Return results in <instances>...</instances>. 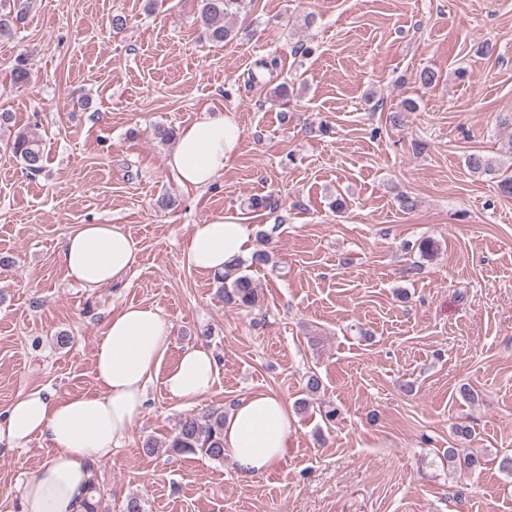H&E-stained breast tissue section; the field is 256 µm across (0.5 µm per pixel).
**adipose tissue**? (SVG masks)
<instances>
[{
	"mask_svg": "<svg viewBox=\"0 0 512 512\" xmlns=\"http://www.w3.org/2000/svg\"><path fill=\"white\" fill-rule=\"evenodd\" d=\"M241 148V128L230 114L203 113L181 128L168 160L183 185L214 184ZM253 249L250 230L232 215L194 225L187 258L196 269L217 273ZM69 278L95 290L123 278L137 263L135 245L120 224H82L62 245ZM170 329L153 307L129 305L107 321L94 352L97 388L67 397L40 390L17 397L0 415V443L22 449L35 438L52 452L21 487V512H80L94 461L108 460L142 414L153 378L163 380L169 399L193 404L210 392L217 373L212 352L186 348L176 364L162 370ZM291 412L278 394L241 397L224 421V448L239 475H262L283 458Z\"/></svg>",
	"mask_w": 512,
	"mask_h": 512,
	"instance_id": "ef3b65f1",
	"label": "adipose tissue"
}]
</instances>
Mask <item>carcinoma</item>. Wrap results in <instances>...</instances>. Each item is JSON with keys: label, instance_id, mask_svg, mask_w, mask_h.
<instances>
[{"label": "carcinoma", "instance_id": "obj_1", "mask_svg": "<svg viewBox=\"0 0 512 512\" xmlns=\"http://www.w3.org/2000/svg\"><path fill=\"white\" fill-rule=\"evenodd\" d=\"M248 7L247 0H197V22L205 39L214 46H222L237 37V31L228 25L227 19L240 14ZM28 10V0H12V7L0 8V37L13 32L15 23ZM7 148L18 158L30 176L40 174L44 168V154L39 138L31 130H19L7 143ZM465 163L470 172L478 175L494 174L501 163L481 153L466 156ZM249 206L262 208L271 213L281 209V197L276 192L249 199ZM278 225L260 232V248L253 252L251 263L265 265L271 260L269 245ZM244 261L238 260L225 271L217 274L219 293L224 302L240 308H250L259 302L257 289L251 278L243 273ZM175 455L201 453L212 459L224 458V412L202 410L183 415L167 445Z\"/></svg>", "mask_w": 512, "mask_h": 512}]
</instances>
